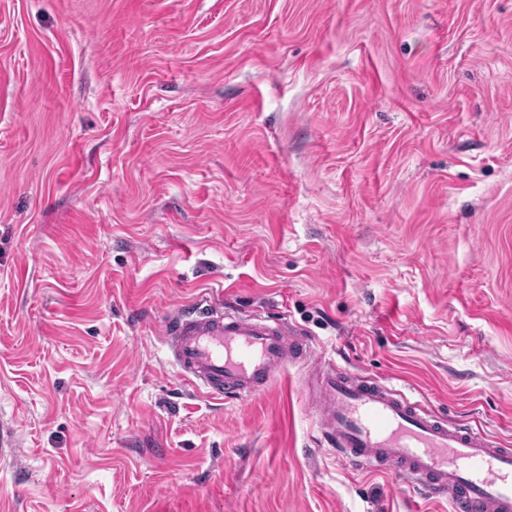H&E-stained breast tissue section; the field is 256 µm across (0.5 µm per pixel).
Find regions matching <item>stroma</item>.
I'll list each match as a JSON object with an SVG mask.
<instances>
[{
	"mask_svg": "<svg viewBox=\"0 0 512 512\" xmlns=\"http://www.w3.org/2000/svg\"><path fill=\"white\" fill-rule=\"evenodd\" d=\"M203 293L512 446V0H0V512H449L185 381Z\"/></svg>",
	"mask_w": 512,
	"mask_h": 512,
	"instance_id": "obj_1",
	"label": "stroma"
}]
</instances>
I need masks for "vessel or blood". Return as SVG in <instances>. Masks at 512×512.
I'll return each instance as SVG.
<instances>
[{
	"label": "vessel or blood",
	"instance_id": "obj_1",
	"mask_svg": "<svg viewBox=\"0 0 512 512\" xmlns=\"http://www.w3.org/2000/svg\"><path fill=\"white\" fill-rule=\"evenodd\" d=\"M159 334L181 376L214 399L262 394L287 365L314 360L307 399L323 442L351 466L405 480L453 512H512V448L356 376L282 319L242 316L204 298L169 313Z\"/></svg>",
	"mask_w": 512,
	"mask_h": 512
}]
</instances>
